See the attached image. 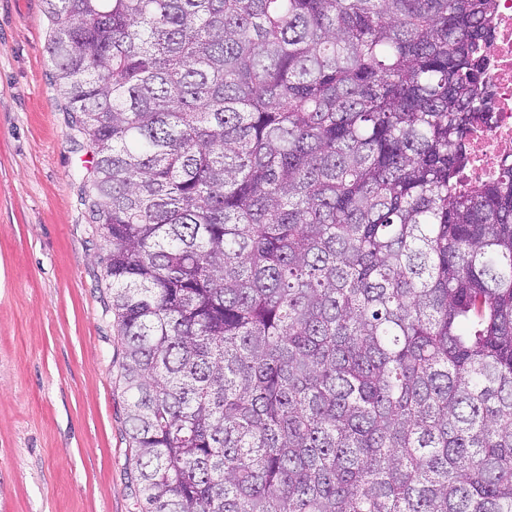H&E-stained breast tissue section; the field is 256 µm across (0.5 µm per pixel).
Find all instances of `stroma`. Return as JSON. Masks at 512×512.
Here are the masks:
<instances>
[{"instance_id": "1", "label": "stroma", "mask_w": 512, "mask_h": 512, "mask_svg": "<svg viewBox=\"0 0 512 512\" xmlns=\"http://www.w3.org/2000/svg\"><path fill=\"white\" fill-rule=\"evenodd\" d=\"M45 0H0V512H139L105 243Z\"/></svg>"}]
</instances>
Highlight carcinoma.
Returning a JSON list of instances; mask_svg holds the SVG:
<instances>
[{
	"instance_id": "carcinoma-1",
	"label": "carcinoma",
	"mask_w": 512,
	"mask_h": 512,
	"mask_svg": "<svg viewBox=\"0 0 512 512\" xmlns=\"http://www.w3.org/2000/svg\"><path fill=\"white\" fill-rule=\"evenodd\" d=\"M141 512H512L496 0H45ZM493 26L484 74L492 93L493 123L469 138V162L462 175L467 187L492 180L503 161L512 163V0H497Z\"/></svg>"
}]
</instances>
